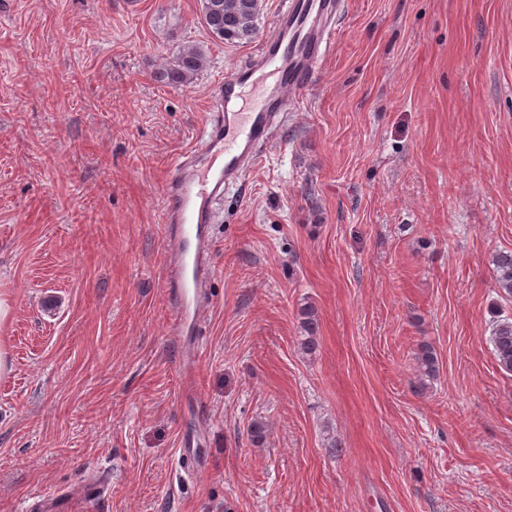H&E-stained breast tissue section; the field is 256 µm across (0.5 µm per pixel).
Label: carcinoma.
I'll return each mask as SVG.
<instances>
[{"label":"carcinoma","instance_id":"cac0c4a2","mask_svg":"<svg viewBox=\"0 0 512 512\" xmlns=\"http://www.w3.org/2000/svg\"><path fill=\"white\" fill-rule=\"evenodd\" d=\"M261 10L260 0H201L203 23L212 37L220 42L233 43L255 35ZM206 65L204 54L186 46L174 61L156 72V79L172 86H187ZM496 288L502 297L512 301V250H501L493 256ZM299 346L302 353L313 355L319 348V323L314 306L304 303L299 309ZM489 342L499 367L512 373V319H497L492 324ZM420 376L433 378L439 372L434 349L424 344L416 357Z\"/></svg>","mask_w":512,"mask_h":512}]
</instances>
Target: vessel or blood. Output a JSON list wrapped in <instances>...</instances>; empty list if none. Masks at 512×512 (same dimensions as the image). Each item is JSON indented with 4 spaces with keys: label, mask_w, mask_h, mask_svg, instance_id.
Masks as SVG:
<instances>
[{
    "label": "vessel or blood",
    "mask_w": 512,
    "mask_h": 512,
    "mask_svg": "<svg viewBox=\"0 0 512 512\" xmlns=\"http://www.w3.org/2000/svg\"><path fill=\"white\" fill-rule=\"evenodd\" d=\"M342 7V0H284L271 36L216 87L213 110L197 129L194 145L170 166L161 196L165 288L173 312L170 331L184 349L186 386L195 384L209 305L213 202L225 186L243 180L261 147L273 143L275 121L287 112L289 94L312 86L334 44ZM204 436L199 422L181 438L180 457L194 473L203 470L197 448Z\"/></svg>",
    "instance_id": "obj_1"
}]
</instances>
